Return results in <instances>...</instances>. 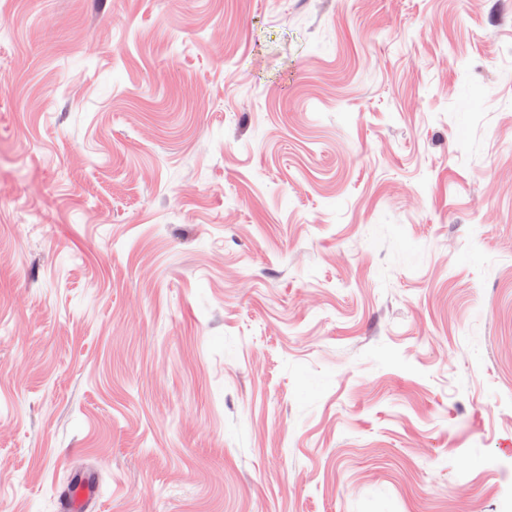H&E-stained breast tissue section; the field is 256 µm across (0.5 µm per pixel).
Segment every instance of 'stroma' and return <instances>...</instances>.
<instances>
[{
	"mask_svg": "<svg viewBox=\"0 0 512 512\" xmlns=\"http://www.w3.org/2000/svg\"><path fill=\"white\" fill-rule=\"evenodd\" d=\"M512 0H0V512H512Z\"/></svg>",
	"mask_w": 512,
	"mask_h": 512,
	"instance_id": "1",
	"label": "stroma"
}]
</instances>
